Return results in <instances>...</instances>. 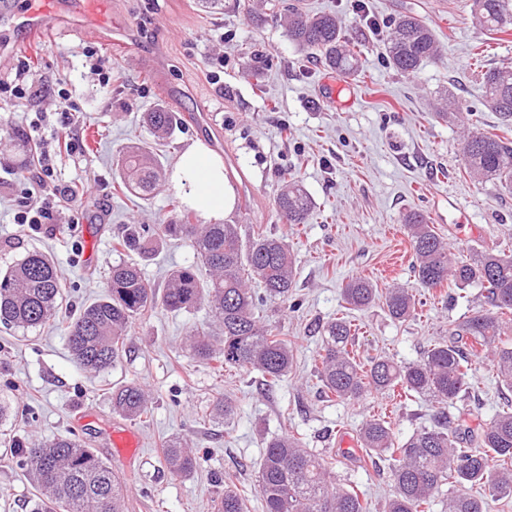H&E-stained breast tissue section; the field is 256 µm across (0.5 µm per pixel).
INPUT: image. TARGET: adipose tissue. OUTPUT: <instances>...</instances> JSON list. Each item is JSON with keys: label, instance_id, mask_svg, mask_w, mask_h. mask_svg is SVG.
I'll list each match as a JSON object with an SVG mask.
<instances>
[{"label": "adipose tissue", "instance_id": "adipose-tissue-1", "mask_svg": "<svg viewBox=\"0 0 512 512\" xmlns=\"http://www.w3.org/2000/svg\"><path fill=\"white\" fill-rule=\"evenodd\" d=\"M173 180L185 192L190 205L207 219L221 220L232 194L224 181V164L203 143H195L180 156Z\"/></svg>", "mask_w": 512, "mask_h": 512}]
</instances>
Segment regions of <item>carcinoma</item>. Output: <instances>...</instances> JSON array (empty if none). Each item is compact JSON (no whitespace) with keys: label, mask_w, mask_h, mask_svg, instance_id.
<instances>
[{"label":"carcinoma","mask_w":512,"mask_h":512,"mask_svg":"<svg viewBox=\"0 0 512 512\" xmlns=\"http://www.w3.org/2000/svg\"><path fill=\"white\" fill-rule=\"evenodd\" d=\"M476 24L499 31L512 22V0H473ZM288 39L310 54H322L341 74L359 69V50L334 14L308 15L296 5L284 16ZM438 53L434 30L422 19L401 15L389 22L385 43L388 65L403 75L416 73ZM483 106L512 128V68L483 74ZM434 116L448 123L461 113L453 92L433 105ZM144 122L157 136L171 133L173 113L159 106L144 113ZM465 172L477 183L492 182L512 191V140L489 136L478 129L464 139ZM119 186L143 200L154 196L166 179L158 156L149 147L133 146L121 158ZM181 223L164 224V233L188 240L210 276L203 279L192 266L173 270L162 288L146 282L139 267L128 261L112 265L108 291L83 308L65 327L75 364L90 374L106 372L122 355L127 328L138 318L157 311H190L204 304L217 330L194 328L190 354L221 372L246 369L267 382H281L293 367V342L260 316L266 301L288 302L293 287L295 258L284 239L264 232L242 241L236 224H199L194 212L174 200ZM288 224H305L314 209L310 194L299 181L285 182L276 198ZM402 223L408 230L415 262L413 271L425 288L452 284L459 291L480 288L484 306L454 322L449 339L430 345L422 358L401 365L389 357L365 364L352 350L354 324L342 316L321 325L316 366L322 393L329 400L358 401L371 391L427 397L434 408L432 422L409 438H395L384 418L365 420L357 445L369 457L389 462L392 494L385 512H429L441 497V512H486L487 500H512V399L487 422L470 426L464 413L454 411L467 393L475 366L487 361L502 390L512 392V346L502 339L512 316V253L484 249L458 259L435 233L426 217L413 212ZM147 230L132 227L115 242V249L138 250ZM263 286L257 294L249 282ZM343 301L363 309L375 299L372 284L361 277L342 288ZM390 317L404 321L416 309L409 289L394 286L385 293ZM62 303V285L53 259L41 251L28 253L0 273V324L37 327L54 317ZM148 398L138 385L112 391V409L131 418L148 414ZM21 448L26 472L40 496L32 512H124L125 482L93 449L78 439L55 438ZM166 469L182 478L194 472L196 457L182 439L164 444ZM263 512H368L367 502L350 489L336 485L333 462L304 447L287 433L270 438L255 471ZM218 512H247L241 494L224 485Z\"/></svg>","instance_id":"cac0c4a2"}]
</instances>
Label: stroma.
I'll return each mask as SVG.
<instances>
[{
    "instance_id": "obj_1",
    "label": "stroma",
    "mask_w": 512,
    "mask_h": 512,
    "mask_svg": "<svg viewBox=\"0 0 512 512\" xmlns=\"http://www.w3.org/2000/svg\"><path fill=\"white\" fill-rule=\"evenodd\" d=\"M297 1L309 14L341 16L347 37L361 50L357 75L337 73L323 58L298 50L264 0L252 2V11L263 16L258 23L234 0L218 10L201 0H101L80 20L60 13L48 33L31 37L15 29L12 44L0 50V80H14L22 60L33 80L28 100H0L6 133L0 140V269L33 250L49 253L62 272L65 303L77 309L105 293L108 270L119 261L138 263L157 287L173 269L196 264L186 240L157 239L147 256L113 249L130 226L179 221L170 198L181 189L173 182L148 201L116 188L122 151L141 144L153 146L170 172L187 148L204 143L225 160L234 196L247 200L246 212H225V223L238 225L245 239L259 229L283 238L297 258L290 305L272 317L277 332L294 341L295 363L274 386L255 371L213 373L190 355L191 328L210 321L204 307L137 320L121 361L96 376L71 359L67 313L38 328L0 326V403L11 408L0 419V512H29L36 494L18 444L75 437L111 460L103 427L115 416L113 389L128 382L142 386L151 412L131 423L142 453L125 481V512H214L229 472L248 496L249 512H260L256 467L266 440L288 432L335 459L337 484L353 486L370 512H384L392 491L387 464L349 456L337 438L356 436L364 420L380 416L406 439L430 425L431 404L418 395L376 391L359 402L326 401L315 368L317 327L348 316L357 326L360 359L387 355L404 364L419 360L454 321L480 309L479 289L460 296L419 285L401 219L422 213L463 259L487 248L512 251V193L474 182L463 169L461 126L431 114L432 103L451 91L482 131L501 133L498 115L482 105V75L512 67V29L478 27L471 0ZM405 13L429 24L440 44L436 59L411 76L390 68L384 50L390 19ZM116 26L126 31L124 43L112 41ZM88 46L111 64L110 86H101L86 67ZM215 72L220 81L212 80ZM61 80L79 107L74 132L80 148L58 157L55 181L71 186L76 197L60 208L59 223L32 230L13 222L12 172L27 155L16 141L28 136L24 113L55 112ZM329 83L337 91L332 105L321 99ZM158 105L176 116L165 145L143 122L144 112ZM203 112L205 126L198 122ZM292 176L316 204L305 224L285 223L275 205ZM354 277L369 280L376 298L348 313L341 290ZM396 284L416 299L414 316L404 322L394 321L384 303L387 288ZM224 397L236 405L228 422L214 411ZM500 403L489 363L477 365L464 412L472 422H485ZM172 436L184 437L201 460L190 476L173 477L161 463L162 443ZM8 438L16 447L5 446Z\"/></svg>"
}]
</instances>
